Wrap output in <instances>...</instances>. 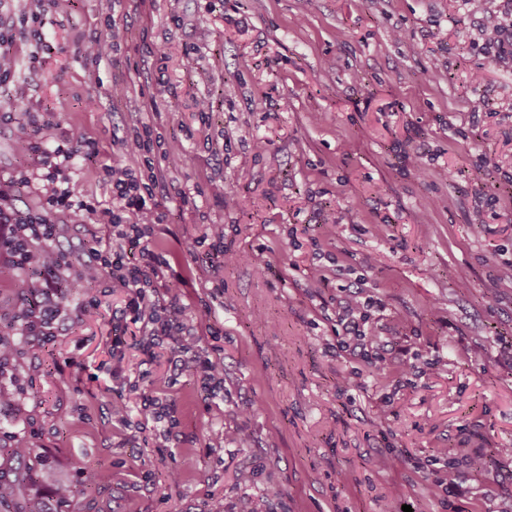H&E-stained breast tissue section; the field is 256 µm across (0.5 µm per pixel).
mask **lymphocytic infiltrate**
Instances as JSON below:
<instances>
[{
    "label": "lymphocytic infiltrate",
    "instance_id": "1",
    "mask_svg": "<svg viewBox=\"0 0 512 512\" xmlns=\"http://www.w3.org/2000/svg\"><path fill=\"white\" fill-rule=\"evenodd\" d=\"M53 125L52 114L32 117L16 146L18 153L37 156L41 174L25 170L0 178V281L21 285L25 291L21 307L10 314L21 336L32 342L56 336L69 316V308L58 294L60 285L75 288L104 276L112 290L125 297L124 307L113 315L115 324L108 339L113 361L123 360L129 345L127 330L134 325L143 365H152L156 348L165 344L171 364L182 371H196L211 393L223 391V361L198 354L199 336L157 286L166 260L151 247L156 226L162 221L153 200L163 172L152 156L150 139L138 125H130L121 143L139 156L140 166L99 163V179L112 186V205L101 210L75 178L79 161L98 156L97 141L73 130L64 134L60 143L48 145L45 133ZM22 188L40 197L39 208L22 211L16 207ZM99 211L107 218V232L98 238L97 248L91 249L85 268L73 270L68 257L52 246L57 219L62 216L81 224ZM373 305V300L354 291L346 298L340 316L344 328L341 348L370 363L376 356L367 348L363 326Z\"/></svg>",
    "mask_w": 512,
    "mask_h": 512
}]
</instances>
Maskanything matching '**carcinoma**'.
Wrapping results in <instances>:
<instances>
[{"label":"carcinoma","instance_id":"cac0c4a2","mask_svg":"<svg viewBox=\"0 0 512 512\" xmlns=\"http://www.w3.org/2000/svg\"><path fill=\"white\" fill-rule=\"evenodd\" d=\"M49 482L56 489L64 488L70 498L90 494L96 483L87 482L77 488L54 477L52 466L33 450L10 448L0 451V512H41L42 500L30 489L33 479Z\"/></svg>","mask_w":512,"mask_h":512}]
</instances>
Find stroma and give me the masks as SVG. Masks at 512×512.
Instances as JSON below:
<instances>
[{"label": "stroma", "instance_id": "35a3bbf8", "mask_svg": "<svg viewBox=\"0 0 512 512\" xmlns=\"http://www.w3.org/2000/svg\"><path fill=\"white\" fill-rule=\"evenodd\" d=\"M31 11L42 62L17 39L0 174L33 169L14 150L31 113L124 164L118 137L141 121L166 152L160 291L223 359L224 393L207 397L165 348L145 378L129 350L139 388L113 391L123 301L100 281L68 292L61 335L9 334L33 375L0 407V447L24 434L77 487L83 468L109 472L77 512H207L215 498L224 512L242 499L255 512H382L386 499L512 512V457L495 453L512 445V280L497 275L512 260V58L483 35L503 0H0L2 22ZM112 18L124 44L86 64L79 37ZM158 72L177 97L158 101ZM122 78L128 93L113 95ZM211 224L251 262L216 267L201 243ZM356 286L378 301L373 366L339 347ZM145 394L174 404L173 432L144 421ZM119 399L125 423L110 413ZM452 466L465 481L435 494Z\"/></svg>", "mask_w": 512, "mask_h": 512}]
</instances>
